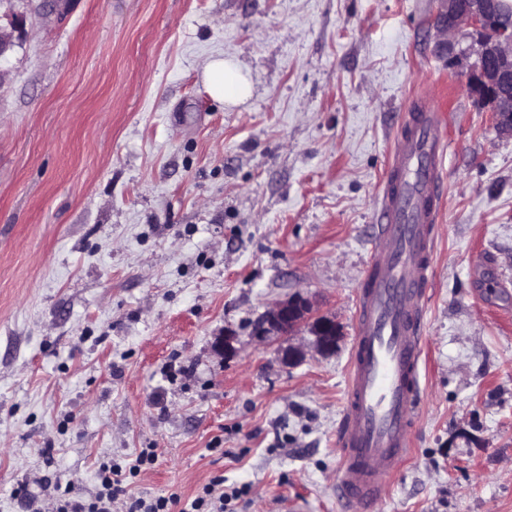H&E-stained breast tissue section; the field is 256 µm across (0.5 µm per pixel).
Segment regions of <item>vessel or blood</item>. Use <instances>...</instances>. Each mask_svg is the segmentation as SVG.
Returning <instances> with one entry per match:
<instances>
[{
	"label": "vessel or blood",
	"mask_w": 512,
	"mask_h": 512,
	"mask_svg": "<svg viewBox=\"0 0 512 512\" xmlns=\"http://www.w3.org/2000/svg\"><path fill=\"white\" fill-rule=\"evenodd\" d=\"M424 112L403 135L381 196L374 259L357 300L355 341L338 442L336 495L371 507L405 457L418 408L421 333L431 276L436 189L446 144Z\"/></svg>",
	"instance_id": "vessel-or-blood-1"
}]
</instances>
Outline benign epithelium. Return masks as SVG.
I'll list each match as a JSON object with an SVG mask.
<instances>
[{
	"instance_id": "benign-epithelium-1",
	"label": "benign epithelium",
	"mask_w": 512,
	"mask_h": 512,
	"mask_svg": "<svg viewBox=\"0 0 512 512\" xmlns=\"http://www.w3.org/2000/svg\"><path fill=\"white\" fill-rule=\"evenodd\" d=\"M497 0H435V48L463 78L467 94L491 119L499 134L512 137V16L495 8ZM467 39L464 49H457ZM309 324L314 335L313 348L329 356L336 351L341 332L336 321L313 315L309 300L292 295L274 302L255 322L252 336L265 344L274 338L291 335ZM236 335L231 331L217 337L213 349L217 356L230 360L237 355ZM305 351L288 346L279 360L292 366L303 360Z\"/></svg>"
}]
</instances>
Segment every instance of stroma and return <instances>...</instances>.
I'll list each match as a JSON object with an SVG mask.
<instances>
[{
    "label": "stroma",
    "mask_w": 512,
    "mask_h": 512,
    "mask_svg": "<svg viewBox=\"0 0 512 512\" xmlns=\"http://www.w3.org/2000/svg\"><path fill=\"white\" fill-rule=\"evenodd\" d=\"M434 0H0V512L223 476L235 512L336 496L359 289L397 139L445 112L412 448L372 512H512V139L434 49ZM250 70L214 101L212 57ZM301 293L335 354L254 322ZM234 330L224 361L214 337ZM203 78L212 99L226 105L242 104L252 94L247 69L233 58L210 59L204 66Z\"/></svg>",
    "instance_id": "35a3bbf8"
}]
</instances>
